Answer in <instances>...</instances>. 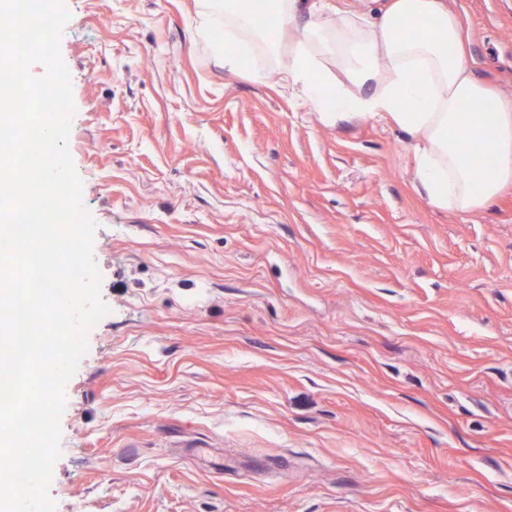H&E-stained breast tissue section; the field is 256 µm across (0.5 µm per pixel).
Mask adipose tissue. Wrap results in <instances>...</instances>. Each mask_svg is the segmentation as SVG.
<instances>
[{
  "label": "adipose tissue",
  "mask_w": 512,
  "mask_h": 512,
  "mask_svg": "<svg viewBox=\"0 0 512 512\" xmlns=\"http://www.w3.org/2000/svg\"><path fill=\"white\" fill-rule=\"evenodd\" d=\"M225 19L272 49L286 24L321 35L330 0H223ZM336 57L349 82L371 85L354 96L353 113L388 118L414 139L415 180L429 202L467 213L493 201L512 184V101L498 98L474 73L463 24L448 0H371L342 10L332 30ZM332 76L306 42L289 51L280 82L334 124L342 113L325 104ZM489 156V167L475 165Z\"/></svg>",
  "instance_id": "ef3b65f1"
}]
</instances>
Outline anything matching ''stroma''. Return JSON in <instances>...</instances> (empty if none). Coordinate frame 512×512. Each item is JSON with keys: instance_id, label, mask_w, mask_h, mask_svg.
Here are the masks:
<instances>
[{"instance_id": "obj_1", "label": "stroma", "mask_w": 512, "mask_h": 512, "mask_svg": "<svg viewBox=\"0 0 512 512\" xmlns=\"http://www.w3.org/2000/svg\"><path fill=\"white\" fill-rule=\"evenodd\" d=\"M68 149L111 312L64 388L56 512H512V188L226 67L203 0H64ZM512 100V0H449Z\"/></svg>"}]
</instances>
